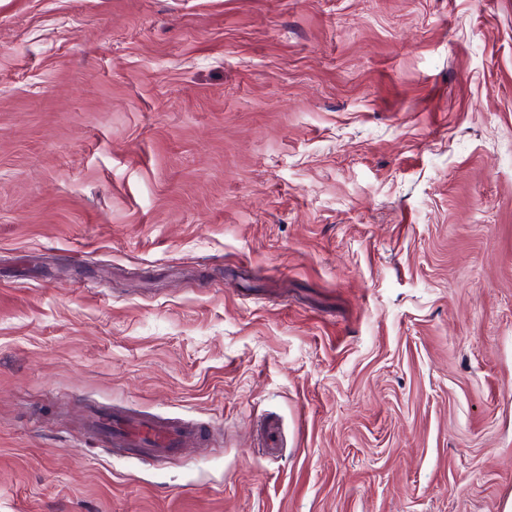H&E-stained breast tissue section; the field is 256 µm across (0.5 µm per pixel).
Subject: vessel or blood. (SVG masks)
Returning a JSON list of instances; mask_svg holds the SVG:
<instances>
[{
	"mask_svg": "<svg viewBox=\"0 0 512 512\" xmlns=\"http://www.w3.org/2000/svg\"><path fill=\"white\" fill-rule=\"evenodd\" d=\"M93 434L112 440L114 445L130 449L144 459L177 455L181 448L197 439L196 431L191 427L118 414L99 417L93 426Z\"/></svg>",
	"mask_w": 512,
	"mask_h": 512,
	"instance_id": "b4317fda",
	"label": "vessel or blood"
}]
</instances>
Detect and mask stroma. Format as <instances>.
<instances>
[{
	"label": "stroma",
	"mask_w": 512,
	"mask_h": 512,
	"mask_svg": "<svg viewBox=\"0 0 512 512\" xmlns=\"http://www.w3.org/2000/svg\"><path fill=\"white\" fill-rule=\"evenodd\" d=\"M509 507L512 0H0V512ZM96 437L130 448L144 459L165 458L179 454L181 448L196 442V429L160 419H135L112 413L101 416L92 427Z\"/></svg>",
	"instance_id": "stroma-1"
}]
</instances>
